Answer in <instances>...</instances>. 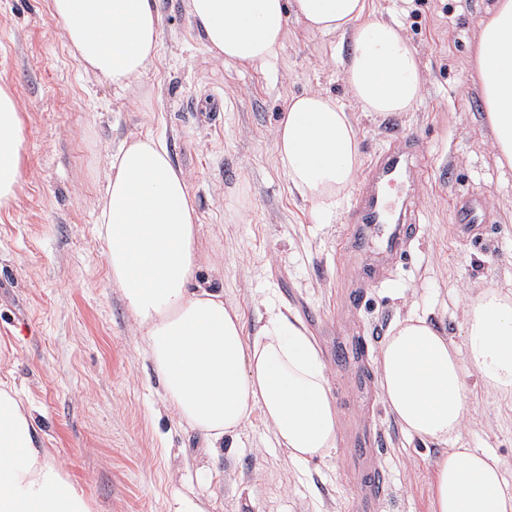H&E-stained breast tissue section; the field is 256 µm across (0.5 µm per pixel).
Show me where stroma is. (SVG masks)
<instances>
[{
  "label": "stroma",
  "instance_id": "obj_1",
  "mask_svg": "<svg viewBox=\"0 0 512 512\" xmlns=\"http://www.w3.org/2000/svg\"><path fill=\"white\" fill-rule=\"evenodd\" d=\"M416 50L422 94L412 111L369 115L342 76L337 35L289 19L285 45L261 66L224 64L207 48L188 0H156V58L119 88L72 56L51 0H0V85L26 131L22 181L0 210V378L28 402L34 424L94 512H168L173 494L215 497L214 512H355L376 470L386 500L370 512H430L438 448L402 432L376 375L393 324L428 315L450 341L472 402L452 448L499 457L512 486V402L487 391L466 351L464 307L512 293V170L492 149L470 68L490 0H374ZM319 90L351 113L359 174L398 134L422 148L408 201L419 221L408 255L389 260L375 226L355 223V188L321 222L276 159L274 128L290 98ZM164 139L188 178L202 255L195 280L223 290L247 332L285 305L307 327L339 411L338 447L298 470L260 413L210 457L201 435L164 408L144 339L112 283L97 217L109 161L122 143ZM484 201L481 223L455 221L454 203ZM372 440L373 462L342 455Z\"/></svg>",
  "mask_w": 512,
  "mask_h": 512
}]
</instances>
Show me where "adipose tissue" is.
Here are the masks:
<instances>
[{"label":"adipose tissue","mask_w":512,"mask_h":512,"mask_svg":"<svg viewBox=\"0 0 512 512\" xmlns=\"http://www.w3.org/2000/svg\"><path fill=\"white\" fill-rule=\"evenodd\" d=\"M210 52L225 64L259 66L283 46L289 17L312 31L348 38L343 80L362 111H411L421 87L416 50L400 29L370 17L371 0H188ZM83 69L126 86L157 55L155 0H52ZM492 147L512 168V0H492L472 54ZM24 127L14 94L0 86V208L22 177ZM281 170L317 213L331 211L360 164L356 127L332 96L291 98L274 131ZM198 214L184 172L152 135L125 141L110 161L99 236L112 282L145 340V353L179 421L209 447L261 411L289 463L305 468L338 441V410L325 366L301 320L267 307L246 335L221 291L195 285L201 258ZM469 358L486 387L512 399V296L487 293L465 307ZM381 395L401 429L439 445L430 477L431 512H512L500 461L477 448H452L468 413L455 352L427 316L399 320L376 364ZM0 512H93L42 446L16 388L0 380Z\"/></svg>","instance_id":"1"}]
</instances>
